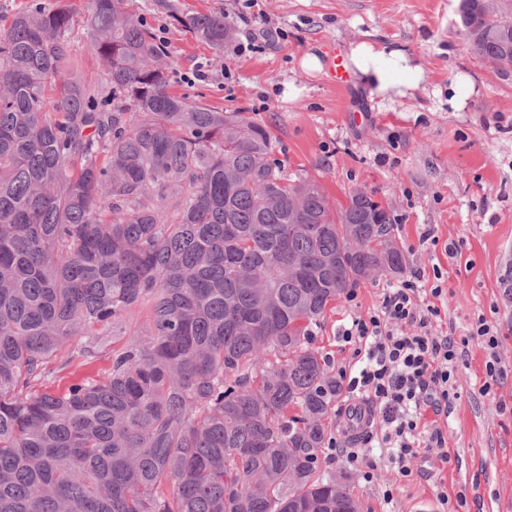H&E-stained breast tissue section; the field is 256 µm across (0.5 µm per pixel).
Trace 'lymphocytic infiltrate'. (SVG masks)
<instances>
[{
  "mask_svg": "<svg viewBox=\"0 0 512 512\" xmlns=\"http://www.w3.org/2000/svg\"><path fill=\"white\" fill-rule=\"evenodd\" d=\"M416 292L415 281H403L384 295L377 313L353 320L342 333L345 342L355 344L360 363L348 387L375 409L404 477L418 454L422 413L448 403L459 362L457 341L433 332L437 310L420 307Z\"/></svg>",
  "mask_w": 512,
  "mask_h": 512,
  "instance_id": "obj_1",
  "label": "lymphocytic infiltrate"
}]
</instances>
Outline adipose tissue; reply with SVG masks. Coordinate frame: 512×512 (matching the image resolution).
Wrapping results in <instances>:
<instances>
[{"label":"adipose tissue","instance_id":"1","mask_svg":"<svg viewBox=\"0 0 512 512\" xmlns=\"http://www.w3.org/2000/svg\"><path fill=\"white\" fill-rule=\"evenodd\" d=\"M345 59L356 79L383 100L409 96L426 80L423 69L407 51L386 43H350Z\"/></svg>","mask_w":512,"mask_h":512}]
</instances>
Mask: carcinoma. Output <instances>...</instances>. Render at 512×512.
Instances as JSON below:
<instances>
[{
	"label": "carcinoma",
	"mask_w": 512,
	"mask_h": 512,
	"mask_svg": "<svg viewBox=\"0 0 512 512\" xmlns=\"http://www.w3.org/2000/svg\"><path fill=\"white\" fill-rule=\"evenodd\" d=\"M163 8L213 49L232 37L219 8ZM457 16L511 72L502 13ZM75 23L31 0L0 27V512H360L316 335L403 272L393 216L363 189L332 211L268 126L170 92L171 52L125 0H87L106 93L73 75ZM103 354L106 376L45 388L50 362Z\"/></svg>",
	"instance_id": "carcinoma-1"
}]
</instances>
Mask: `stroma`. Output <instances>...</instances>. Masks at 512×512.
Listing matches in <instances>:
<instances>
[{
	"label": "stroma",
	"mask_w": 512,
	"mask_h": 512,
	"mask_svg": "<svg viewBox=\"0 0 512 512\" xmlns=\"http://www.w3.org/2000/svg\"><path fill=\"white\" fill-rule=\"evenodd\" d=\"M183 11L223 8L234 30L215 52L168 17L159 0H127L129 11L173 56L171 88L271 128L289 172H302L331 206L363 189L390 209L405 254L401 274L366 282L337 302L317 340L333 370L354 364L341 334L376 313L386 289L417 278L420 304H434V327L462 341L464 356L447 411H425L423 436L440 430L447 461L420 448L412 473L381 448V429L361 460L335 456L362 512H512V303L499 285L512 257V75L475 56L457 24L456 0H173ZM358 40L404 47L426 73L412 95L371 99L361 83L339 90L327 73L305 72V54L326 57ZM470 76L478 93L459 112L448 83ZM433 229L437 244L422 242ZM454 255H447V248ZM441 286L440 297L431 290ZM486 320L501 338L503 382H489V356L470 332ZM447 502H440V493Z\"/></svg>",
	"instance_id": "35a3bbf8"
}]
</instances>
